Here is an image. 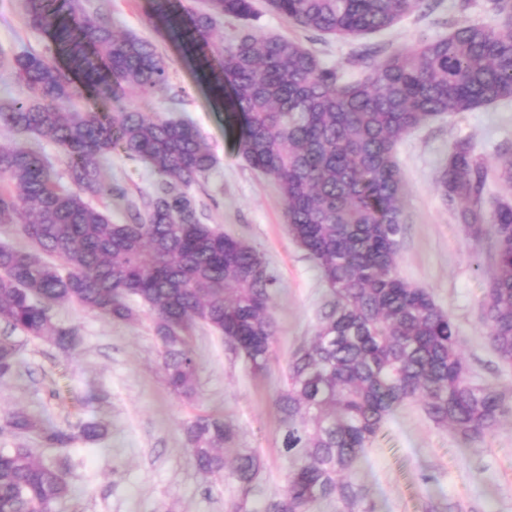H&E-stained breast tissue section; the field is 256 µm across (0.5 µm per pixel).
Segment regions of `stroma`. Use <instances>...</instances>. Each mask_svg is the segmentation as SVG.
Masks as SVG:
<instances>
[{"label": "stroma", "mask_w": 512, "mask_h": 512, "mask_svg": "<svg viewBox=\"0 0 512 512\" xmlns=\"http://www.w3.org/2000/svg\"><path fill=\"white\" fill-rule=\"evenodd\" d=\"M429 8L394 27L364 38L323 37L261 12L256 27L301 41L325 65L355 75L352 61L363 46L382 54L425 38L445 36L465 20L493 22L486 0H429ZM87 11L103 8L113 25L151 40L172 65L166 88L149 96L128 91L132 109L155 117L189 119L219 159L190 193L202 223L243 238L262 252L277 281L273 312L279 332L268 368L249 369L223 339L196 331V394L176 396L161 368V346L151 318L113 322L72 304L54 307V320L76 328L79 342L65 351L46 339L15 335L19 367L0 381V448L32 449L40 461L58 467L76 496L57 512H229L238 497L224 478L196 468L182 432L202 415H221L239 430L238 447L257 450L264 469L248 497L251 512L284 485L290 460L273 407L292 354L315 332L330 291L318 268L289 238L283 203L272 182L236 153L224 114L198 74L184 65L176 47L150 22L145 0H84ZM48 39L29 27L22 0H0V54L44 52ZM472 143L489 166L512 156V101L429 121L397 148L406 182L400 273L427 288L452 316L470 379L492 384L512 397V365L503 363L485 333L481 302L494 263L490 238H472L435 187L438 171L456 141ZM108 181L126 192L112 202V218L129 219L130 205H143L158 178L148 165L115 153L105 162ZM22 411L44 426L75 429L87 421L107 427L96 442L83 439L66 448L47 446L39 432L4 428ZM352 478L369 512H512V417L483 439L462 445L437 426L421 404L395 409L359 458Z\"/></svg>", "instance_id": "obj_1"}]
</instances>
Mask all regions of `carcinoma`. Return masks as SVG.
<instances>
[{
  "label": "carcinoma",
  "mask_w": 512,
  "mask_h": 512,
  "mask_svg": "<svg viewBox=\"0 0 512 512\" xmlns=\"http://www.w3.org/2000/svg\"><path fill=\"white\" fill-rule=\"evenodd\" d=\"M148 0L147 15L202 75L237 154L276 185L291 240L321 273L331 300L314 336L288 362L274 398L292 458L282 490L263 512H311L336 500L355 512V464L386 418L418 400L437 425L471 442L512 416V402L493 385L469 379L459 331L425 288L400 273L405 182L397 147L412 130L501 101H512V0H490L495 27L464 21L444 37L423 39L384 58L367 50L351 80L300 41L258 32L254 0ZM424 0H265L268 11L322 35L353 38L388 29ZM28 25L46 34L53 57L23 51L8 59L26 96L0 103V126L53 144L68 159V185L38 151L0 148V224L30 246L0 245V324L63 349L76 332L53 322L52 307L75 304L132 323L146 307L162 347L171 391H195L191 340L199 327L224 339L254 372L266 368L278 335L272 312L276 279L249 242L203 224L192 185L218 158L183 119H159L129 108L127 91L144 96L169 85V62L152 42L120 34L88 14L81 0H24ZM220 17L241 23L229 42L213 40ZM119 152L149 164L159 177L143 215L112 221L95 201L125 191L104 178ZM488 165L469 142L454 144L436 185L474 238L495 240L496 261L482 301L486 333L512 364V201L483 208ZM17 344L0 339V380L15 374ZM6 426L39 431L65 448L75 434L44 429L24 413ZM105 427L80 426L85 440ZM197 469L225 476L239 495L231 512H248L260 454L241 449L226 419L201 416L184 426ZM72 489L61 471L28 448H0V512H56Z\"/></svg>",
  "instance_id": "cac0c4a2"
}]
</instances>
